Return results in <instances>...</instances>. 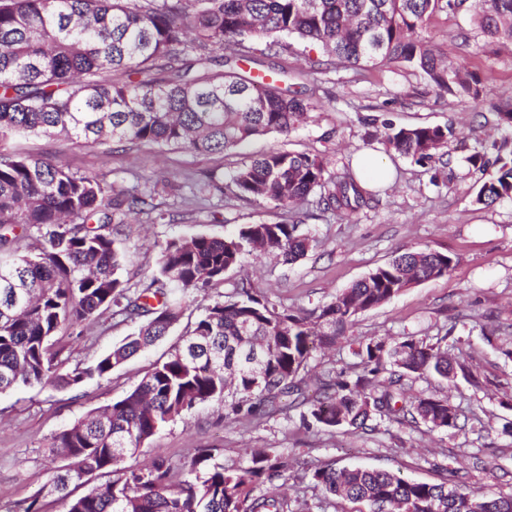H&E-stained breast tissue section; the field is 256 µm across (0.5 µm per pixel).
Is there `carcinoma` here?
<instances>
[{
  "mask_svg": "<svg viewBox=\"0 0 512 512\" xmlns=\"http://www.w3.org/2000/svg\"><path fill=\"white\" fill-rule=\"evenodd\" d=\"M463 12L484 36L512 44V0H0V142L65 134L89 142H130L224 152L251 139L288 134L312 118L316 103L278 79L253 75L244 62L277 59L296 38L322 49L310 72L339 63L359 69L402 66L455 98L478 101L480 77L447 63L425 33L440 14ZM105 71L121 72L108 82ZM377 119L367 118L374 126ZM386 150L432 158L454 136L449 126L395 127L385 121ZM467 161L490 178L475 202L512 200V150ZM235 195L292 213L307 202L348 218L376 201L375 191L321 157L279 149L251 159L230 177ZM152 193L77 175L60 163L0 151V393L43 384L70 388L102 378L163 339L185 314L183 295L224 280L245 254L274 248L286 264L304 257L312 237L291 223L246 224L224 238L197 233L167 241L156 272L138 288L120 277L117 235L132 214L156 210ZM37 229L38 253H20ZM453 258L431 249L406 251L369 272L330 302L306 313L279 306L242 281L224 300L187 322L167 357L121 399L57 433L51 453L66 460L42 492L18 512H43V493L63 512H298L282 491L311 472L324 498L366 503L371 512H512V496L478 494L444 468L441 483L415 482L362 467L309 470L300 458L252 450L224 463L200 448L179 465L127 464L169 423L195 407L230 400L239 421L288 406H306V428L373 431L388 419L430 431L459 430L447 396L410 394L413 375L443 379L458 369L448 351L413 336L358 342L359 370L327 374L320 397L305 405L299 375L313 351L331 346L362 312L422 281L448 275ZM110 310L139 319L137 334L95 363L69 368L52 350L63 327L76 329ZM93 478L104 482L80 493Z\"/></svg>",
  "mask_w": 512,
  "mask_h": 512,
  "instance_id": "cac0c4a2",
  "label": "carcinoma"
}]
</instances>
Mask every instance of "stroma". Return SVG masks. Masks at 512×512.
<instances>
[{"instance_id": "1", "label": "stroma", "mask_w": 512, "mask_h": 512, "mask_svg": "<svg viewBox=\"0 0 512 512\" xmlns=\"http://www.w3.org/2000/svg\"><path fill=\"white\" fill-rule=\"evenodd\" d=\"M449 62H466L480 75L483 100L454 99L426 86L409 68L355 70L336 67L308 75L320 108L297 130L253 139L247 146L219 154L199 155L182 149L127 143L86 145L63 136H27L0 143V150L66 164L77 174L105 181L152 188L166 176L177 189L158 192L155 202L164 220L135 215L119 235L126 253L122 278L135 285L151 276L166 241L196 233L224 237L245 224L277 222L283 214L272 205L225 194L214 202L193 196L190 188L205 173H229L251 156L273 148L317 155L341 171L365 150H381L369 140L362 119L377 115L397 126H451L453 138L431 162L388 153L394 177L380 188L378 205L351 219L310 209L303 227L313 239L307 255L283 263L277 251L261 258L244 257L222 283L187 295L193 314L230 295L240 279L250 278L276 304L295 312L330 301L339 291L407 249H431L454 259L447 277L404 289L396 298L360 314L334 347L315 352L313 373L346 370L354 362V340L415 336L442 348L470 368L473 379L457 378L454 386L432 376L414 379V392L448 395L462 412L461 431L430 432L395 422H380L375 431L330 433L308 430L299 410L286 409L251 422L228 418L222 403L196 407L167 425L146 443L137 458L148 464L163 455L187 461L197 449L211 448L225 462L240 460L251 449L279 448L313 466H358L394 472L406 479L438 483L440 466L465 474L480 492L512 493V436L503 433L512 421V202L492 207L475 203L484 180L467 161L476 150L492 151L505 135L493 103L512 95V45L491 42L465 14L441 15L430 27ZM138 321L104 313L80 334L62 329L56 348L68 367H86L134 334ZM180 328L166 340L140 352L102 379L68 389L34 384L0 394V512H13L20 501L47 482L53 465L52 437L90 410L122 398L153 365L165 358ZM481 452L486 470H473L469 456Z\"/></svg>"}]
</instances>
